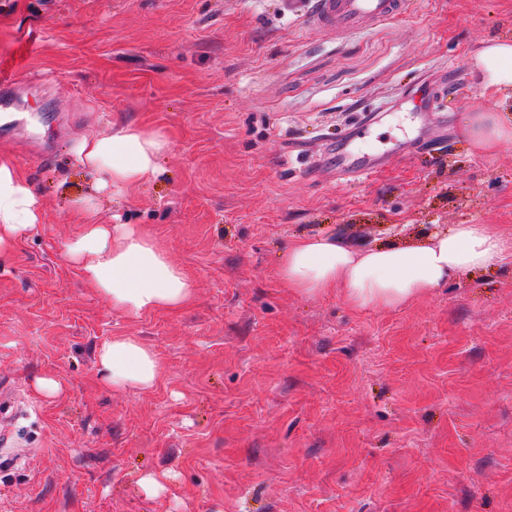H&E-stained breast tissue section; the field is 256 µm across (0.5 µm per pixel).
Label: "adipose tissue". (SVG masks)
Returning a JSON list of instances; mask_svg holds the SVG:
<instances>
[{"label": "adipose tissue", "instance_id": "ef3b65f1", "mask_svg": "<svg viewBox=\"0 0 512 512\" xmlns=\"http://www.w3.org/2000/svg\"><path fill=\"white\" fill-rule=\"evenodd\" d=\"M479 82L512 90V39L493 40L470 60ZM464 132L477 149L512 142V121L497 112L472 113ZM167 142L132 124H115L78 142L74 160L94 191L121 198L133 185L154 180ZM82 221L65 245L87 287L103 295L113 312L141 316L176 311L195 297V281L175 264L150 227L102 224L92 198L79 202ZM41 195L12 162L0 160V253L40 222ZM512 249L492 225L457 224L418 243L358 248L338 235L308 236L280 254L277 274L297 293L318 296L342 290L355 308L397 307L445 284L457 274L493 266ZM99 382L115 392L154 388L163 368L154 350L132 336H116L96 352Z\"/></svg>", "mask_w": 512, "mask_h": 512}]
</instances>
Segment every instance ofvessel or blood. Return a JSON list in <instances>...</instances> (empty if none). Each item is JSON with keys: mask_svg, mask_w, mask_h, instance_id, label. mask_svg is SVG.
I'll use <instances>...</instances> for the list:
<instances>
[{"mask_svg": "<svg viewBox=\"0 0 512 512\" xmlns=\"http://www.w3.org/2000/svg\"><path fill=\"white\" fill-rule=\"evenodd\" d=\"M407 11V0H315L309 21L312 25L332 28L343 34L354 30L362 21L398 20ZM375 120V115L369 114L349 128L336 152V170L339 174L364 179L375 172L372 157L354 150L356 142L366 136Z\"/></svg>", "mask_w": 512, "mask_h": 512, "instance_id": "obj_1", "label": "vessel or blood"}]
</instances>
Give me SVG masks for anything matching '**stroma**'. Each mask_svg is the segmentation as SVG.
<instances>
[{
    "mask_svg": "<svg viewBox=\"0 0 512 512\" xmlns=\"http://www.w3.org/2000/svg\"><path fill=\"white\" fill-rule=\"evenodd\" d=\"M311 8L0 0V68L22 90L0 157L43 210L0 258V512H512V250L398 308L277 275L312 234L512 239V144L464 135L470 113L512 111L468 64L512 38V0H409L404 20L345 34ZM378 108L363 149L387 162L336 179L343 132ZM114 122L168 148L153 182L97 195L99 219L154 231L196 282L180 310L114 313L65 254L90 192L75 144ZM115 336L155 350V389L99 383Z\"/></svg>",
    "mask_w": 512,
    "mask_h": 512,
    "instance_id": "stroma-1",
    "label": "stroma"
}]
</instances>
